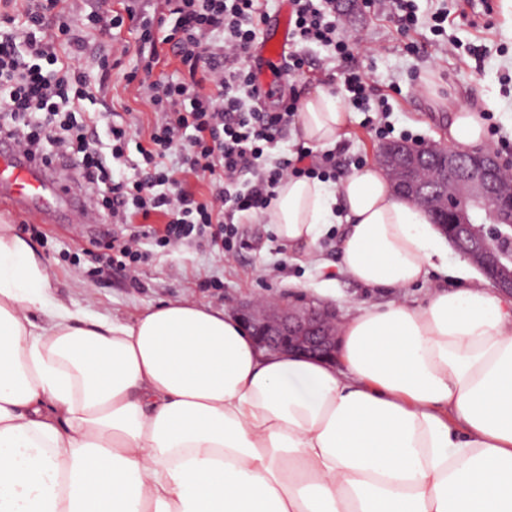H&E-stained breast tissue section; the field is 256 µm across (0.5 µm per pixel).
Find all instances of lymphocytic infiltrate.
I'll return each instance as SVG.
<instances>
[{
	"label": "lymphocytic infiltrate",
	"mask_w": 512,
	"mask_h": 512,
	"mask_svg": "<svg viewBox=\"0 0 512 512\" xmlns=\"http://www.w3.org/2000/svg\"><path fill=\"white\" fill-rule=\"evenodd\" d=\"M17 2L0 0V133L30 159L73 163L90 205L111 220V230L83 251L91 280L111 269L139 285L152 246L165 253L192 243L233 258L241 249L235 214L261 215L286 177L335 178L332 153L304 148L291 158L271 156L288 136L299 97L290 93L274 110L260 105L247 60L268 17L267 0H164L159 13L129 2L118 11L112 0H98L90 20L99 36L128 20L136 26L140 68L125 78L148 92L155 121L146 130L86 113L93 87L75 60L90 32L63 21V0H27L22 10ZM289 6L293 42L321 47L340 63L345 102L369 111L379 89L352 63L354 45L339 35L336 0H289ZM162 45L182 65L180 76L155 74ZM116 164L126 175H113ZM191 176L209 185L208 197L189 189ZM154 212L166 216L164 229L147 224ZM136 213L143 223H132Z\"/></svg>",
	"instance_id": "obj_1"
}]
</instances>
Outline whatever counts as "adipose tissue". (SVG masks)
Masks as SVG:
<instances>
[{
	"label": "adipose tissue",
	"mask_w": 512,
	"mask_h": 512,
	"mask_svg": "<svg viewBox=\"0 0 512 512\" xmlns=\"http://www.w3.org/2000/svg\"><path fill=\"white\" fill-rule=\"evenodd\" d=\"M351 120L318 86L296 127L324 149ZM445 134L482 145L484 119L452 109ZM264 218L311 261L342 225L340 273L393 291L342 317L337 359L267 353L187 301L71 307L0 224V512H512V299L374 163L285 179ZM434 272L463 285L400 299Z\"/></svg>",
	"instance_id": "ef3b65f1"
}]
</instances>
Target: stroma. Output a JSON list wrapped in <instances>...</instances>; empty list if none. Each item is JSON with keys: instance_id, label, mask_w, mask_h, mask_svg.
Here are the masks:
<instances>
[{"instance_id": "35a3bbf8", "label": "stroma", "mask_w": 512, "mask_h": 512, "mask_svg": "<svg viewBox=\"0 0 512 512\" xmlns=\"http://www.w3.org/2000/svg\"><path fill=\"white\" fill-rule=\"evenodd\" d=\"M418 15L429 18L437 9L448 11L442 36L446 50L435 51L429 26L402 33L389 13L379 7H365L363 0H336L340 31L349 40L362 43L365 53L358 63L380 88L391 89L389 115L396 133L409 132L418 140L444 141V123L449 107H478L494 102L487 111V126L495 127L485 145L512 159V7L494 0L491 13L460 12L454 0H415ZM90 47L79 64L96 87L95 111L130 113L140 126L151 125L154 114L145 90L126 84L123 75L139 59L134 51L136 34L130 25L113 30L106 41L113 62L112 78L100 82L98 45ZM417 52H408L406 43ZM365 113H355L350 127L335 146L341 174L356 164L375 162L381 142L365 122ZM241 228L250 241L233 260L222 262L213 254L182 246L156 255L144 266L140 287H131L119 273L103 275L89 284L85 265L74 255L90 238L105 228L104 223L70 224L66 219L46 224L31 241L49 266L55 293L70 305L95 312H110L129 318L149 306L169 300L188 299L216 308L238 312L241 307L265 304L273 308L321 302L343 312L360 302L382 303L387 293L359 287L339 274L337 242L342 225L331 227L323 240L317 262L295 257L274 234L264 219L241 217ZM217 275L224 281L221 291L200 288L201 278Z\"/></svg>"}]
</instances>
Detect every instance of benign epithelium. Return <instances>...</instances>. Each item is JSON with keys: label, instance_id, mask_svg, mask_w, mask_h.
<instances>
[{"label": "benign epithelium", "instance_id": "7a95c632", "mask_svg": "<svg viewBox=\"0 0 512 512\" xmlns=\"http://www.w3.org/2000/svg\"><path fill=\"white\" fill-rule=\"evenodd\" d=\"M376 159L386 170L393 192L427 209L435 226L497 293L512 297V194L498 189L499 173L512 161L488 148L405 141L380 145ZM427 164L445 178L461 175L460 196L444 199L416 179L414 172ZM240 316L260 345L271 352L324 359L336 355L335 314L325 307L290 308L270 318L246 306Z\"/></svg>", "mask_w": 512, "mask_h": 512}]
</instances>
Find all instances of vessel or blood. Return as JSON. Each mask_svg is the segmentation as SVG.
I'll list each match as a JSON object with an SVG mask.
<instances>
[{
    "label": "vessel or blood",
    "instance_id": "vessel-or-blood-1",
    "mask_svg": "<svg viewBox=\"0 0 512 512\" xmlns=\"http://www.w3.org/2000/svg\"><path fill=\"white\" fill-rule=\"evenodd\" d=\"M260 51L252 62L262 88H269L291 42L289 12H281L277 25L267 26ZM0 203L39 217L61 210L76 224L92 222L84 205V192L65 180L57 169L28 159L8 138L0 136Z\"/></svg>",
    "mask_w": 512,
    "mask_h": 512
}]
</instances>
